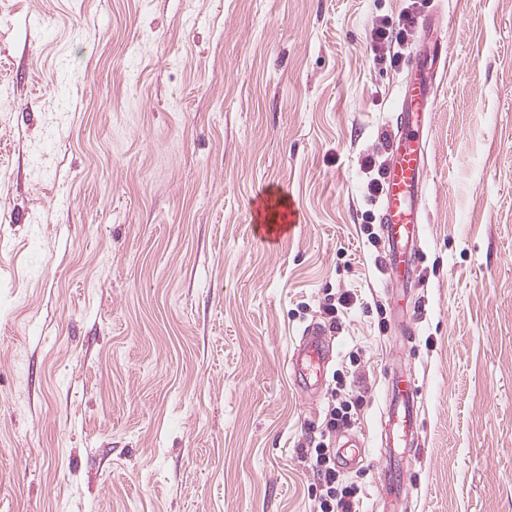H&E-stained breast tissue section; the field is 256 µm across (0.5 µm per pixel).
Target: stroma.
I'll use <instances>...</instances> for the list:
<instances>
[{
	"label": "stroma",
	"mask_w": 512,
	"mask_h": 512,
	"mask_svg": "<svg viewBox=\"0 0 512 512\" xmlns=\"http://www.w3.org/2000/svg\"><path fill=\"white\" fill-rule=\"evenodd\" d=\"M410 0H0V512H317L330 326L373 512L393 320L365 159L427 36ZM448 65L427 134L407 344L406 512H512V0H425ZM300 216L270 245L260 211ZM405 34L407 29H401L394 35L393 30L388 27L386 20H380L372 27L370 31V40L373 50L386 51L389 53L391 64H396L399 61L398 52H393L391 55V45L394 43L400 44L405 41ZM325 326L318 322L306 325L289 360V373L295 384L310 394L322 388L326 369L333 360V344Z\"/></svg>",
	"instance_id": "35a3bbf8"
}]
</instances>
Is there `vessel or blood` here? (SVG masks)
Wrapping results in <instances>:
<instances>
[{"mask_svg":"<svg viewBox=\"0 0 512 512\" xmlns=\"http://www.w3.org/2000/svg\"><path fill=\"white\" fill-rule=\"evenodd\" d=\"M447 63L445 47L433 40L427 42L421 55L409 64L405 94L394 109L391 155L383 172L378 218L386 245L384 269L388 274L391 300L400 313L396 329L404 336L414 333L407 320L408 294L421 285V209L427 174V147L422 134L431 125L437 72ZM297 221L295 210L283 211L281 223L266 225L264 240H278L293 231ZM332 359L333 344L325 326L310 323L302 329L288 360L290 376L307 392L316 393L323 386ZM420 408L418 380L406 363H398L386 380L385 404L380 418L382 447L418 449ZM364 448L357 436L347 434L340 438L337 456L342 467H356L364 456ZM408 489L405 477L395 475L392 464H385L378 504H385L392 495L405 497Z\"/></svg>","mask_w":512,"mask_h":512,"instance_id":"obj_1","label":"vessel or blood"}]
</instances>
